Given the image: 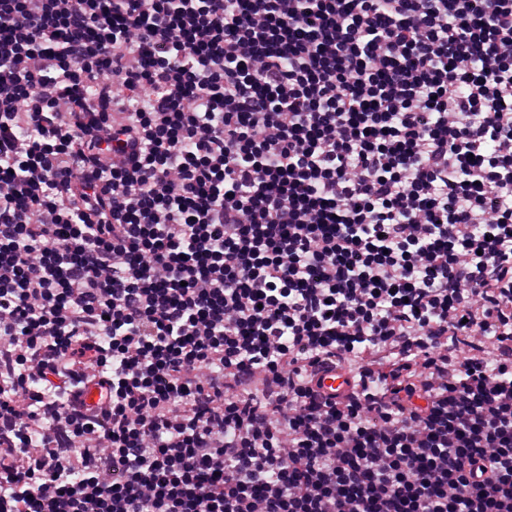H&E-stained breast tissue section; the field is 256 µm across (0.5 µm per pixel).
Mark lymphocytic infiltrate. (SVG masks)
I'll list each match as a JSON object with an SVG mask.
<instances>
[{
    "instance_id": "obj_1",
    "label": "lymphocytic infiltrate",
    "mask_w": 512,
    "mask_h": 512,
    "mask_svg": "<svg viewBox=\"0 0 512 512\" xmlns=\"http://www.w3.org/2000/svg\"><path fill=\"white\" fill-rule=\"evenodd\" d=\"M0 512H512V0H0ZM316 390L325 397L341 399L352 391L351 375L342 367H330L319 372L313 382Z\"/></svg>"
}]
</instances>
